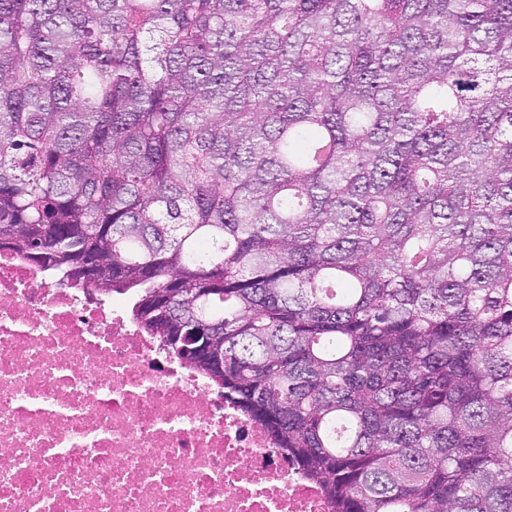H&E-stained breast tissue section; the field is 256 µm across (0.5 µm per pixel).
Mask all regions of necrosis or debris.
<instances>
[{"label": "necrosis or debris", "mask_w": 512, "mask_h": 512, "mask_svg": "<svg viewBox=\"0 0 512 512\" xmlns=\"http://www.w3.org/2000/svg\"><path fill=\"white\" fill-rule=\"evenodd\" d=\"M0 512H332L124 300L0 251Z\"/></svg>", "instance_id": "necrosis-or-debris-1"}]
</instances>
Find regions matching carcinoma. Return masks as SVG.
Listing matches in <instances>:
<instances>
[{
    "label": "carcinoma",
    "mask_w": 512,
    "mask_h": 512,
    "mask_svg": "<svg viewBox=\"0 0 512 512\" xmlns=\"http://www.w3.org/2000/svg\"><path fill=\"white\" fill-rule=\"evenodd\" d=\"M3 248L334 512H512V0H0Z\"/></svg>",
    "instance_id": "obj_1"
}]
</instances>
